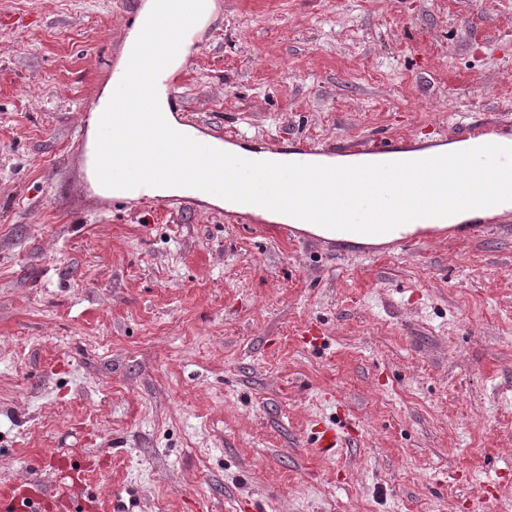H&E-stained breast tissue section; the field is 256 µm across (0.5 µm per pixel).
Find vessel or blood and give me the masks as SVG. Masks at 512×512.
<instances>
[{
    "mask_svg": "<svg viewBox=\"0 0 512 512\" xmlns=\"http://www.w3.org/2000/svg\"><path fill=\"white\" fill-rule=\"evenodd\" d=\"M189 68L188 62L165 68L157 79L164 86L171 109L183 108L180 92L182 80ZM200 143L253 161L296 162L304 164L334 165L344 160L353 165L412 161L444 154L449 143H457L462 149H471L485 144L512 147V123L476 119L463 124L454 134L435 133L430 137L411 136L375 137L362 136L354 139L315 142L300 138L262 139L239 130L216 131L204 129ZM139 198L155 202L162 210L172 205L198 207L196 197L176 198L159 195L156 188H137ZM225 216L234 218L239 224H260L264 218L257 206L228 201L224 204ZM512 223V202L502 203L490 209L473 210L468 226L448 225L444 232L451 237H465L477 231L504 229ZM313 444L323 456H331L341 447L343 428L340 424L315 422L312 429ZM46 494L41 490H24L18 486L0 487V512H45Z\"/></svg>",
    "mask_w": 512,
    "mask_h": 512,
    "instance_id": "vessel-or-blood-1",
    "label": "vessel or blood"
}]
</instances>
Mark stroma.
Masks as SVG:
<instances>
[{
  "label": "stroma",
  "instance_id": "obj_1",
  "mask_svg": "<svg viewBox=\"0 0 512 512\" xmlns=\"http://www.w3.org/2000/svg\"><path fill=\"white\" fill-rule=\"evenodd\" d=\"M130 0H0V486L135 512H512V235L372 260L223 210L81 195ZM185 77L217 129L512 121V0H221ZM322 333L306 335L308 324ZM342 422L314 455L312 420ZM128 62H124L122 67H117V63L113 61L112 65V83L114 88L118 85L126 70ZM111 83H108L102 89L99 96V107L92 112L88 120V147L93 149V155L98 147V131L105 122L108 112H103V108H107L114 99L115 91Z\"/></svg>",
  "mask_w": 512,
  "mask_h": 512
}]
</instances>
